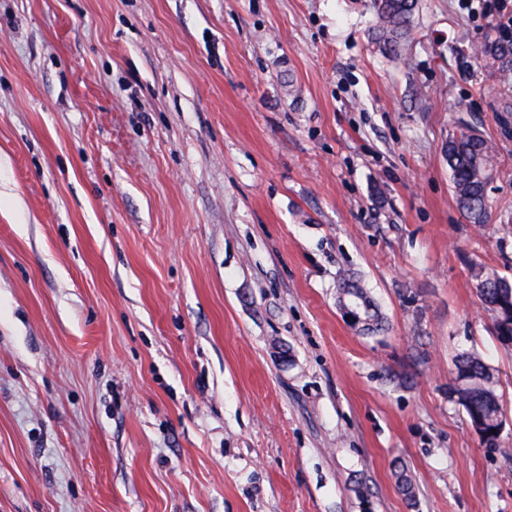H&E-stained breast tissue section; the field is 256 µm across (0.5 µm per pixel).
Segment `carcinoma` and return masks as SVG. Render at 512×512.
I'll use <instances>...</instances> for the list:
<instances>
[{"mask_svg": "<svg viewBox=\"0 0 512 512\" xmlns=\"http://www.w3.org/2000/svg\"><path fill=\"white\" fill-rule=\"evenodd\" d=\"M372 5L377 19L375 38L385 52L396 56L401 40L410 33L416 0H373ZM474 58L494 67L502 82L512 80V23L494 26ZM447 157L458 208L470 223H488V179L496 171V146L485 137L472 138L460 129L448 139ZM474 278L477 295L492 315L495 335L505 346L512 340V282L483 267L477 268ZM343 295L355 299L362 330L381 329L382 320L365 289L347 287ZM450 392L459 394L457 401L469 421L479 419L486 430L493 431L482 443L500 447L501 434L494 433L502 422L496 381L478 354L466 353L455 359Z\"/></svg>", "mask_w": 512, "mask_h": 512, "instance_id": "carcinoma-1", "label": "carcinoma"}]
</instances>
